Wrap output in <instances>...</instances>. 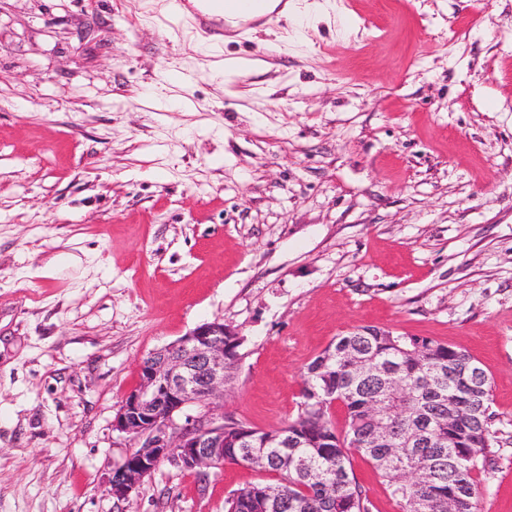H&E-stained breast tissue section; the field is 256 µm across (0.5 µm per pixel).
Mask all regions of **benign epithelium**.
Segmentation results:
<instances>
[{
	"label": "benign epithelium",
	"mask_w": 512,
	"mask_h": 512,
	"mask_svg": "<svg viewBox=\"0 0 512 512\" xmlns=\"http://www.w3.org/2000/svg\"><path fill=\"white\" fill-rule=\"evenodd\" d=\"M241 343L234 330L214 320L141 362L139 383L112 420V430L133 445L107 480L112 497L137 492L164 462L200 475L224 464V449L250 444L242 433H224V392L237 368L227 364L224 351ZM190 407L196 412L186 413Z\"/></svg>",
	"instance_id": "benign-epithelium-1"
}]
</instances>
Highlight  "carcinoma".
I'll return each mask as SVG.
<instances>
[{"label": "carcinoma", "instance_id": "carcinoma-1", "mask_svg": "<svg viewBox=\"0 0 512 512\" xmlns=\"http://www.w3.org/2000/svg\"><path fill=\"white\" fill-rule=\"evenodd\" d=\"M336 359L311 361L296 418L280 429L291 445L261 447L266 432L232 420L226 433L249 429L254 446L226 448L224 459L275 475L237 490L225 512H369L365 489L350 468L359 453L387 485L400 512H448V498L461 512H478L476 472L491 453L490 384L473 373L476 362L465 351L428 337L404 336L376 326H360L329 345ZM355 350L372 362L373 379L350 368L342 352ZM392 366L403 383L394 394L380 381ZM335 393L346 414L339 433L330 418ZM389 410L385 442L371 440L369 405Z\"/></svg>", "mask_w": 512, "mask_h": 512}]
</instances>
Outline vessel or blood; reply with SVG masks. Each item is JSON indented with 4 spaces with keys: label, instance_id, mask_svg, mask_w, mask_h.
I'll list each match as a JSON object with an SVG mask.
<instances>
[{
    "label": "vessel or blood",
    "instance_id": "obj_1",
    "mask_svg": "<svg viewBox=\"0 0 512 512\" xmlns=\"http://www.w3.org/2000/svg\"><path fill=\"white\" fill-rule=\"evenodd\" d=\"M267 0H166L168 10L176 15L192 10L198 27L207 35H224L226 17H234L241 24L256 18L266 22L277 21L279 11L267 10Z\"/></svg>",
    "mask_w": 512,
    "mask_h": 512
}]
</instances>
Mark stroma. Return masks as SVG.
I'll list each match as a JSON object with an SVG mask.
<instances>
[{"mask_svg": "<svg viewBox=\"0 0 512 512\" xmlns=\"http://www.w3.org/2000/svg\"><path fill=\"white\" fill-rule=\"evenodd\" d=\"M325 2L213 46L163 0H0V512H224L261 481L107 490L141 360L214 320L243 339L224 414L263 431L356 327L465 350L478 509L512 512V0Z\"/></svg>", "mask_w": 512, "mask_h": 512, "instance_id": "obj_1", "label": "stroma"}]
</instances>
